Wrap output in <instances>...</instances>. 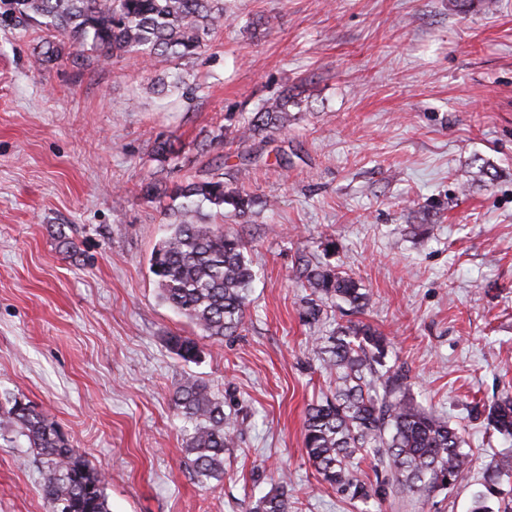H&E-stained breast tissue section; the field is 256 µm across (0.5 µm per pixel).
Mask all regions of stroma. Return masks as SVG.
<instances>
[{
	"label": "stroma",
	"mask_w": 512,
	"mask_h": 512,
	"mask_svg": "<svg viewBox=\"0 0 512 512\" xmlns=\"http://www.w3.org/2000/svg\"><path fill=\"white\" fill-rule=\"evenodd\" d=\"M40 40L0 28V393L104 473L110 512H250L278 485L291 512H468L512 453L472 412L512 393V0H224L182 66L42 65ZM285 94L282 128L216 141ZM169 137L175 164L154 155ZM216 174L257 200L224 219L256 278L220 341L160 300L149 259L170 219L142 191ZM302 258L371 293L361 321L416 402L462 428L468 484L364 504L309 464L306 411L330 389L318 348L352 313L305 318ZM188 376L242 424L219 482L185 452L171 394ZM42 484L25 440L0 438V512H50Z\"/></svg>",
	"instance_id": "obj_1"
}]
</instances>
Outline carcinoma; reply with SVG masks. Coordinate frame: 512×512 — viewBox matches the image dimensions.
Wrapping results in <instances>:
<instances>
[{
	"mask_svg": "<svg viewBox=\"0 0 512 512\" xmlns=\"http://www.w3.org/2000/svg\"><path fill=\"white\" fill-rule=\"evenodd\" d=\"M224 23V0H0V25H33L44 33L46 50L38 62L59 58L65 47L100 64L133 54L150 63L157 57L188 62L200 54L206 38ZM288 112V97L275 100L234 129L216 136L246 142L256 132L278 127ZM147 196L171 218V231L155 246L150 269L160 297L205 335L222 339L243 323L247 291L255 273L245 247L219 224L201 217L209 209L224 217L246 215L252 196L224 185V177L176 184L162 191L149 185ZM298 279L325 301H340L354 313L369 308L372 296L344 271L302 263ZM172 350L184 361L199 357L197 343L173 336ZM391 342L361 321L338 323L321 347L323 368L334 387L324 401L309 407L304 447L323 481L353 499L370 500L378 489L357 476L354 460L368 455L387 476L384 487L428 498L467 482L472 458L459 429L434 416L408 396V375L389 365ZM178 417L190 427L185 452L196 476L221 481L224 452L235 445L238 428L224 414V402L203 381L188 377L173 392ZM493 431L512 436V396L489 407ZM18 428L44 467L43 495L51 512H109L104 478L58 432L48 416L16 397L0 402V426ZM512 479V455L489 466L485 490L473 494L470 512H512V498L500 485ZM500 497L498 510L490 500ZM288 489L261 496L253 512H289Z\"/></svg>",
	"mask_w": 512,
	"mask_h": 512,
	"instance_id": "obj_1",
	"label": "carcinoma"
}]
</instances>
